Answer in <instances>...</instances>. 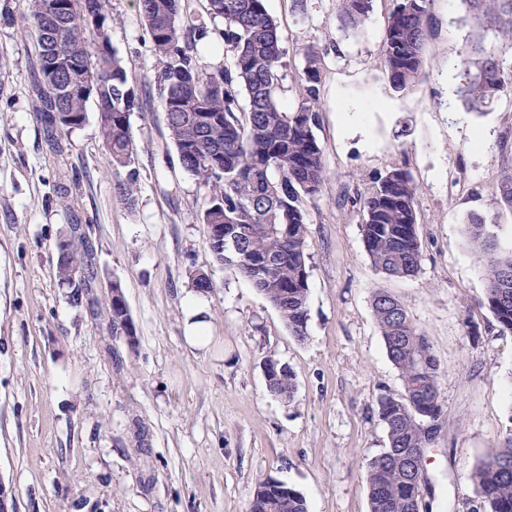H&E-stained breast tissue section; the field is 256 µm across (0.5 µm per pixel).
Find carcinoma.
Wrapping results in <instances>:
<instances>
[{
  "mask_svg": "<svg viewBox=\"0 0 512 512\" xmlns=\"http://www.w3.org/2000/svg\"><path fill=\"white\" fill-rule=\"evenodd\" d=\"M67 19L50 25L36 0L22 16L21 33L34 38L31 79L42 123L56 152L61 134L82 126L89 101L98 106L102 145L113 169L126 168L137 156L130 117L144 107L138 82L112 48L110 0H61ZM373 0H338L343 27L366 24ZM468 15L495 34L497 42L466 44L459 51L465 83L459 98L476 109L504 92H512V0H461ZM433 0H393L381 35L382 65L395 92L412 91L426 76L427 45L434 33ZM138 8L160 64L157 82L166 128L181 167L196 177L207 203L201 222L224 225V238L240 240L231 256L219 239L207 240L215 260L227 273L250 283L283 317L293 336L308 335L307 224L305 201L322 192L328 171L314 129L320 122V53L309 46L306 65L296 82L297 108L280 101L282 59L278 24L264 0H206L205 11L224 20L225 48L236 58L232 68H215L196 49L203 30L193 23L182 0H138ZM96 17L91 25L89 16ZM65 59L89 61L100 73L87 94L63 96L43 62L49 47ZM112 112V118L104 116ZM202 112L196 124L191 114ZM115 197L132 206L133 181H116ZM500 202L512 210V168L498 184ZM362 211L364 249L379 272L396 278L416 276L422 263L417 233L416 186L406 169L394 167L374 176L351 199ZM467 234L475 246L485 280L483 304L503 331L512 332V252L498 250L485 221L472 215ZM71 303H83L94 271L85 252L72 248L59 255L57 276L72 284ZM372 311L389 360L398 370L403 392L384 395L378 416L387 447L367 464L370 512H432L433 489L412 479L413 448L433 445L442 415L439 363L426 336L403 303L386 292L374 294ZM269 391L294 396L295 374L276 363ZM480 512H512V437L489 450L470 475ZM308 512L300 492L275 479L258 485L249 512Z\"/></svg>",
  "mask_w": 512,
  "mask_h": 512,
  "instance_id": "obj_1",
  "label": "carcinoma"
}]
</instances>
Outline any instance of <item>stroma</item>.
<instances>
[{"label": "stroma", "instance_id": "1", "mask_svg": "<svg viewBox=\"0 0 512 512\" xmlns=\"http://www.w3.org/2000/svg\"><path fill=\"white\" fill-rule=\"evenodd\" d=\"M204 0L186 8L202 26L208 64L233 66ZM30 0H0V480L18 512H247L260 482L299 491L308 512H370L367 462L387 445L378 401L403 391L371 300L395 295L427 337L442 372V416L426 471L433 512H470L469 474L512 434V333L484 306L485 281L466 223L481 215L501 251L512 250V211L497 200L512 167V93L481 113L455 89L458 50L491 41L460 0H435L424 81L396 94L381 64L392 0H373L362 31L342 28L336 0H265L285 51L280 99L296 107L306 46L321 52V119L315 130L328 179L308 200V336L228 275L206 244L204 192L178 164L160 106V65L136 0H112V46L151 98L133 113L130 168L112 170L95 103L56 155L36 110L30 39L6 20ZM365 105L363 129L341 122ZM416 184L423 260L417 276L378 272L365 253L363 214L350 199L392 167ZM74 181L68 198L57 173ZM134 178L126 206L112 183ZM87 249L98 274L81 306L58 283V243ZM205 271L207 349L184 339L191 276ZM120 281L136 329L129 347L107 327L103 299ZM274 359L296 375L283 400L267 389Z\"/></svg>", "mask_w": 512, "mask_h": 512}]
</instances>
